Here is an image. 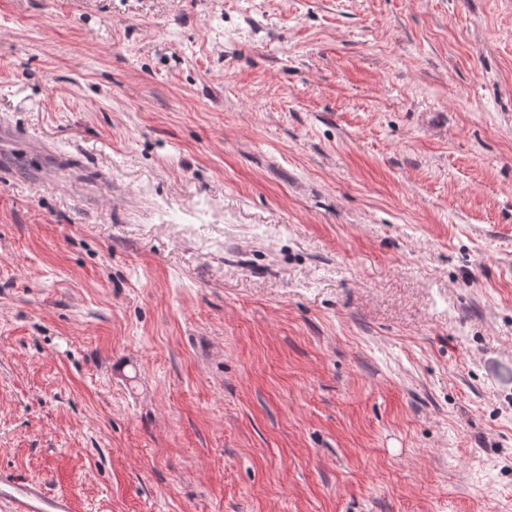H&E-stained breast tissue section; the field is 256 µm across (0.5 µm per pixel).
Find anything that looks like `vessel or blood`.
Returning a JSON list of instances; mask_svg holds the SVG:
<instances>
[{
	"label": "vessel or blood",
	"instance_id": "1",
	"mask_svg": "<svg viewBox=\"0 0 512 512\" xmlns=\"http://www.w3.org/2000/svg\"><path fill=\"white\" fill-rule=\"evenodd\" d=\"M13 138L18 157L28 161L37 175H44L51 163L47 148L31 149L21 138H14L11 127L0 126V138ZM0 512H74L71 499L52 491L41 480L27 479L0 470Z\"/></svg>",
	"mask_w": 512,
	"mask_h": 512
}]
</instances>
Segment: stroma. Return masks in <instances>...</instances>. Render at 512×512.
Returning a JSON list of instances; mask_svg holds the SVG:
<instances>
[{
	"instance_id": "35a3bbf8",
	"label": "stroma",
	"mask_w": 512,
	"mask_h": 512,
	"mask_svg": "<svg viewBox=\"0 0 512 512\" xmlns=\"http://www.w3.org/2000/svg\"><path fill=\"white\" fill-rule=\"evenodd\" d=\"M0 469L75 512H512V0H0ZM0 138H11L17 150L16 157L25 158L33 172L40 178L44 177L47 169L51 167L50 163H52V161L50 158L53 156L45 146L39 149L28 148L27 139H21L15 136L11 127L3 124L0 126Z\"/></svg>"
}]
</instances>
